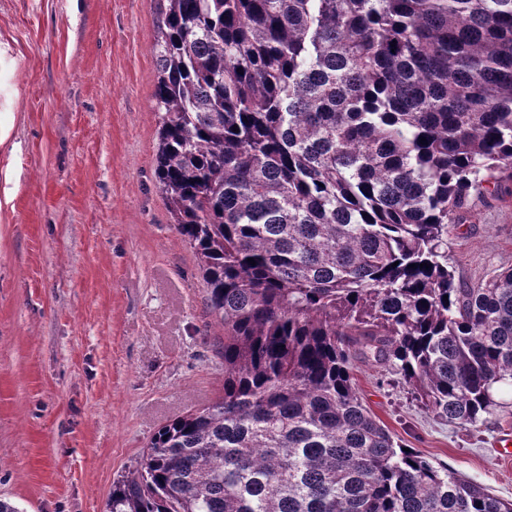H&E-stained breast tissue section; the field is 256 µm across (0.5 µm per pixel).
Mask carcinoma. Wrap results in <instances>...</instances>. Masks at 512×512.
Here are the masks:
<instances>
[{
	"label": "carcinoma",
	"mask_w": 512,
	"mask_h": 512,
	"mask_svg": "<svg viewBox=\"0 0 512 512\" xmlns=\"http://www.w3.org/2000/svg\"><path fill=\"white\" fill-rule=\"evenodd\" d=\"M157 2L155 179L224 382L107 512H512L404 451L353 364L461 427L512 385V266H448L471 197L512 196V0Z\"/></svg>",
	"instance_id": "obj_1"
}]
</instances>
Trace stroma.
I'll use <instances>...</instances> for the list:
<instances>
[{
    "label": "stroma",
    "instance_id": "stroma-1",
    "mask_svg": "<svg viewBox=\"0 0 512 512\" xmlns=\"http://www.w3.org/2000/svg\"><path fill=\"white\" fill-rule=\"evenodd\" d=\"M156 19V0H0V498L20 512H106L158 428L224 381L154 175ZM448 263L469 282L512 266V197L474 199ZM355 382L399 443L512 500V391L464 428L388 367L356 361Z\"/></svg>",
    "mask_w": 512,
    "mask_h": 512
}]
</instances>
